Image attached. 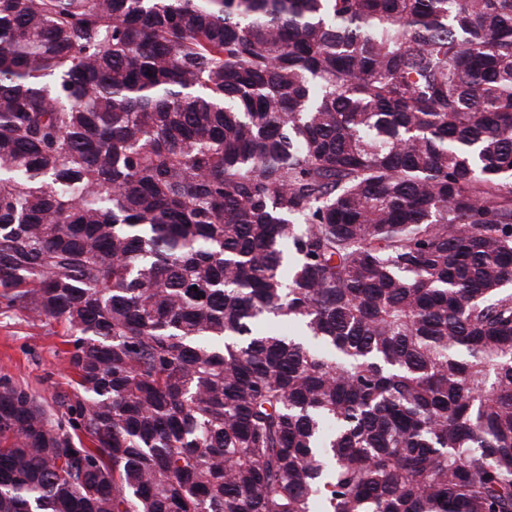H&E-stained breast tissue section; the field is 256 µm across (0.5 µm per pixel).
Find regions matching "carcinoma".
<instances>
[{
  "mask_svg": "<svg viewBox=\"0 0 512 512\" xmlns=\"http://www.w3.org/2000/svg\"><path fill=\"white\" fill-rule=\"evenodd\" d=\"M0 288V512H512V0H0ZM68 328L13 307L0 296V382L26 389L53 413L73 398Z\"/></svg>",
  "mask_w": 512,
  "mask_h": 512,
  "instance_id": "carcinoma-1",
  "label": "carcinoma"
}]
</instances>
